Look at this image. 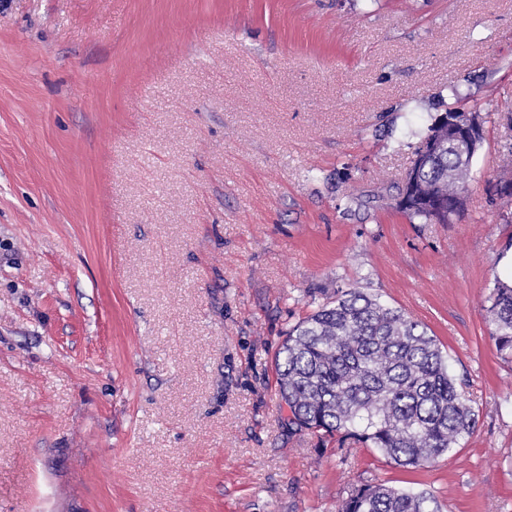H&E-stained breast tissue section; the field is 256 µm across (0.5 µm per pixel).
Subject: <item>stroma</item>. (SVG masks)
<instances>
[{
    "label": "stroma",
    "mask_w": 512,
    "mask_h": 512,
    "mask_svg": "<svg viewBox=\"0 0 512 512\" xmlns=\"http://www.w3.org/2000/svg\"><path fill=\"white\" fill-rule=\"evenodd\" d=\"M450 223L396 187L454 106ZM512 0H0V512H512ZM358 289L434 335L478 426L402 468L290 424L288 329ZM487 318L497 350L505 358L512 356V286L496 279L489 294ZM341 512H440L435 496L427 490L396 488L385 483L352 487Z\"/></svg>",
    "instance_id": "35a3bbf8"
}]
</instances>
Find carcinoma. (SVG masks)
Masks as SVG:
<instances>
[{
	"instance_id": "obj_1",
	"label": "carcinoma",
	"mask_w": 512,
	"mask_h": 512,
	"mask_svg": "<svg viewBox=\"0 0 512 512\" xmlns=\"http://www.w3.org/2000/svg\"><path fill=\"white\" fill-rule=\"evenodd\" d=\"M473 159L443 144L398 186L396 207L411 218L448 223L459 214L456 188ZM487 318L499 353L512 356V286L495 280ZM277 386L299 428L374 448L397 466L417 468L461 447L477 414L448 371L435 336L402 310L355 288L288 329L276 360ZM341 512H440L427 490L384 483L355 486Z\"/></svg>"
}]
</instances>
